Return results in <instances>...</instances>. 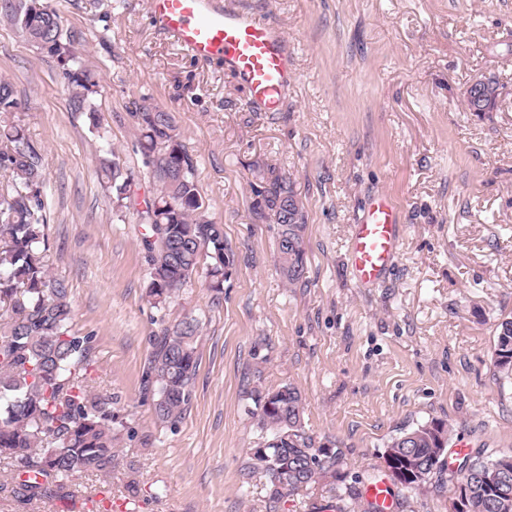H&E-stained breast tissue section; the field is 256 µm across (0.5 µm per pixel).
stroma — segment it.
Segmentation results:
<instances>
[{
  "mask_svg": "<svg viewBox=\"0 0 512 512\" xmlns=\"http://www.w3.org/2000/svg\"><path fill=\"white\" fill-rule=\"evenodd\" d=\"M42 2L96 76L91 109L4 18L0 78L42 158L46 264L69 286L73 331L93 337L94 389L126 427L111 482L89 473L71 483L72 506L26 504L0 471V512H365L388 441L433 419L450 429V466L512 455V373L493 363L512 318V0H221L262 13L288 42L294 80L275 112L251 105L223 63L160 34L149 0ZM479 78L499 86L493 111L466 108ZM144 101L173 113L204 215L238 256L223 292L196 278L162 313L146 296L143 217L113 204L101 171L115 154L142 170L130 114ZM275 174L305 206L307 264L293 286L277 268V225L253 213L254 187ZM382 191L402 229L385 279L365 288L350 275V231ZM161 315L200 323L174 429L143 380ZM284 384L302 394L306 432L342 461L276 500L249 452L262 437L256 392ZM393 496V512H450L453 486L435 475Z\"/></svg>",
  "mask_w": 512,
  "mask_h": 512,
  "instance_id": "obj_1",
  "label": "stroma"
}]
</instances>
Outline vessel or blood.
I'll use <instances>...</instances> for the list:
<instances>
[{"mask_svg":"<svg viewBox=\"0 0 512 512\" xmlns=\"http://www.w3.org/2000/svg\"><path fill=\"white\" fill-rule=\"evenodd\" d=\"M153 25L194 59L222 61L250 92L251 104L277 111L288 84L285 40L266 18L218 0H149ZM399 212L384 194L372 197L351 236L350 272L360 285L380 282L395 256Z\"/></svg>","mask_w":512,"mask_h":512,"instance_id":"b4317fda","label":"vessel or blood"}]
</instances>
